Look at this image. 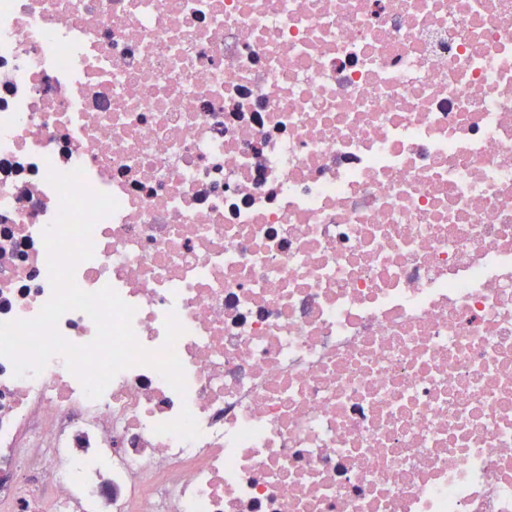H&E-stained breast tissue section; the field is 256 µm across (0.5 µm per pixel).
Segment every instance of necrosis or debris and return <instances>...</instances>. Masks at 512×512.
<instances>
[{
	"instance_id": "obj_1",
	"label": "necrosis or debris",
	"mask_w": 512,
	"mask_h": 512,
	"mask_svg": "<svg viewBox=\"0 0 512 512\" xmlns=\"http://www.w3.org/2000/svg\"><path fill=\"white\" fill-rule=\"evenodd\" d=\"M51 167L186 392L0 357V512H512V0H0V322Z\"/></svg>"
}]
</instances>
